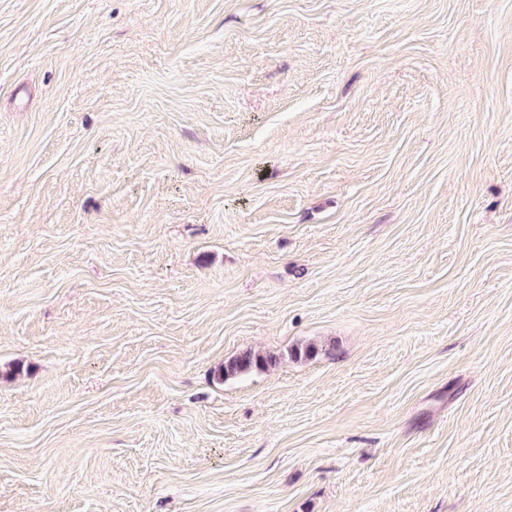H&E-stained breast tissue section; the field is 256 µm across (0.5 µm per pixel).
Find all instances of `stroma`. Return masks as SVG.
I'll use <instances>...</instances> for the list:
<instances>
[{
  "label": "stroma",
  "mask_w": 512,
  "mask_h": 512,
  "mask_svg": "<svg viewBox=\"0 0 512 512\" xmlns=\"http://www.w3.org/2000/svg\"><path fill=\"white\" fill-rule=\"evenodd\" d=\"M0 512H512V0H0ZM279 358L273 355L261 356L250 351L243 352L224 363L217 371L219 380L236 377L275 365Z\"/></svg>",
  "instance_id": "stroma-1"
}]
</instances>
